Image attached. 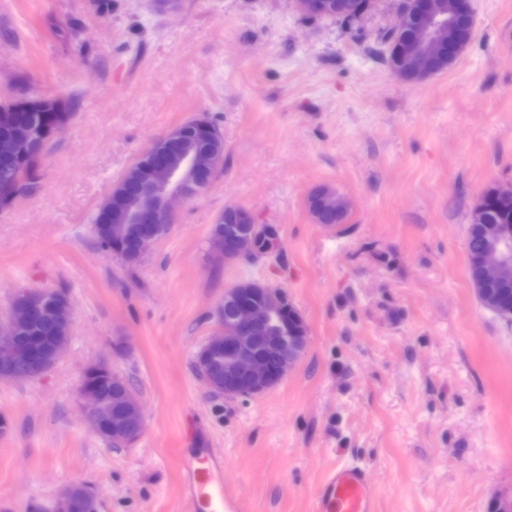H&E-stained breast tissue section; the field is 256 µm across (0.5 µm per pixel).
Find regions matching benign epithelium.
<instances>
[{
    "instance_id": "obj_1",
    "label": "benign epithelium",
    "mask_w": 512,
    "mask_h": 512,
    "mask_svg": "<svg viewBox=\"0 0 512 512\" xmlns=\"http://www.w3.org/2000/svg\"><path fill=\"white\" fill-rule=\"evenodd\" d=\"M400 18L394 30L396 40L389 48L401 60L402 66L390 68L398 79L412 84L421 83L437 74L429 62L448 56L457 58L465 46L448 41V29L459 19L472 17L471 0H453L446 5L441 0H400ZM296 9L310 17L339 13V0H295ZM205 124L196 119L183 122L163 134L159 141L177 144L192 136ZM44 142L37 135L28 140L0 133V163L17 162L40 153ZM223 157L187 151L168 159L159 157L142 169L141 191L128 203L121 222L135 224L140 233L139 246L146 254L157 240L177 221L176 203L194 197L202 189L198 173L218 170ZM224 212L232 223L224 232L211 237L216 256L227 265L260 254L258 231L252 214L238 205H227ZM479 265L483 280L500 282L512 275V233L500 230L485 249ZM286 306L282 292L261 283L251 287L239 282L231 286L217 309L220 334L208 345L224 348V396L251 398L265 393L282 381L300 359L307 342V329L288 327L280 317ZM72 323L71 307L63 295L49 300L41 289H21L13 297L8 315L0 320V381L14 378L35 379L46 372L66 352L69 340H64L51 353H36L28 349L18 336V323L37 321L45 313ZM274 339L280 354L271 363L258 353L260 343ZM80 394L88 407L87 419L96 434L104 427L125 440L136 439L144 429L143 411L130 389L123 392L124 408L113 418H106L103 394L81 377ZM76 487L67 489L57 502L58 512H97L95 499L84 493V501L72 496Z\"/></svg>"
}]
</instances>
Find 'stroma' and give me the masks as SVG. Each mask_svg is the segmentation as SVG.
Listing matches in <instances>:
<instances>
[{"label": "stroma", "instance_id": "stroma-1", "mask_svg": "<svg viewBox=\"0 0 512 512\" xmlns=\"http://www.w3.org/2000/svg\"><path fill=\"white\" fill-rule=\"evenodd\" d=\"M400 0L350 21L293 0H0V102L68 100L35 192L0 209V317L18 288L73 305L65 356L0 383V512H50L67 488L98 512H189L179 456L195 423L242 512H312L337 460L368 466L377 512H487L512 494V321L468 275L470 216L512 188V0H472L475 37L448 70L397 80L384 57ZM217 123L224 163L136 265L91 217L153 142ZM351 202L315 223L307 198ZM272 227L276 258L217 261L225 205ZM281 289L308 342L276 386L228 400L198 374L238 281ZM108 363L145 413L109 446L85 423L83 369Z\"/></svg>", "mask_w": 512, "mask_h": 512}]
</instances>
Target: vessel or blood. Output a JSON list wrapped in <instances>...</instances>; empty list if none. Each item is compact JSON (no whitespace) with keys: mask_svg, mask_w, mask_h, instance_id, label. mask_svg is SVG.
<instances>
[{"mask_svg":"<svg viewBox=\"0 0 512 512\" xmlns=\"http://www.w3.org/2000/svg\"><path fill=\"white\" fill-rule=\"evenodd\" d=\"M181 468L194 512H240L224 485V460L214 449H185ZM314 512H375L368 467L342 462L328 470L318 485Z\"/></svg>","mask_w":512,"mask_h":512,"instance_id":"1","label":"vessel or blood"}]
</instances>
